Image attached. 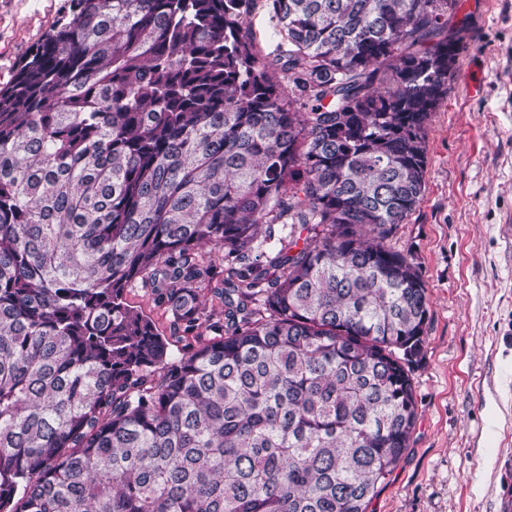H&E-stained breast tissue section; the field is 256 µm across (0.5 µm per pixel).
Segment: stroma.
I'll use <instances>...</instances> for the list:
<instances>
[{
    "instance_id": "stroma-1",
    "label": "stroma",
    "mask_w": 512,
    "mask_h": 512,
    "mask_svg": "<svg viewBox=\"0 0 512 512\" xmlns=\"http://www.w3.org/2000/svg\"><path fill=\"white\" fill-rule=\"evenodd\" d=\"M68 8L0 0V84ZM448 93L427 129L422 200L392 236L428 285L419 419L376 512H499L512 494V0H463ZM127 301L177 351L192 344L150 295Z\"/></svg>"
}]
</instances>
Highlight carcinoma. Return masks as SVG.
<instances>
[{
	"instance_id": "obj_1",
	"label": "carcinoma",
	"mask_w": 512,
	"mask_h": 512,
	"mask_svg": "<svg viewBox=\"0 0 512 512\" xmlns=\"http://www.w3.org/2000/svg\"><path fill=\"white\" fill-rule=\"evenodd\" d=\"M460 7L71 0L0 88V512H369L418 421L389 238ZM134 288L211 335L170 354ZM252 29L256 34V49L263 55L271 53L274 49L275 41L273 40V34L267 16L261 9L257 11L252 19Z\"/></svg>"
}]
</instances>
